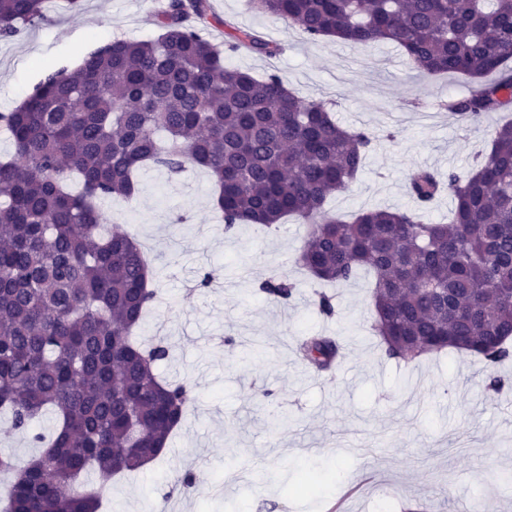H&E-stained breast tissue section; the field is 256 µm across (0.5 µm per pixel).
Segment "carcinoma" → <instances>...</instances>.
Masks as SVG:
<instances>
[{"label": "carcinoma", "mask_w": 512, "mask_h": 512, "mask_svg": "<svg viewBox=\"0 0 512 512\" xmlns=\"http://www.w3.org/2000/svg\"><path fill=\"white\" fill-rule=\"evenodd\" d=\"M47 0H0V37L45 17ZM309 41L339 33L346 44L388 43L422 77L460 74L469 94L443 103L465 121L512 109V0H252ZM216 22L211 0H168L153 40L116 39L79 66L49 70L12 111L0 113L13 153L0 161V414L41 448L18 462L0 512H99L105 484L160 457L194 401L162 379L160 339H134L155 303L153 272L127 233L103 235L101 203L131 197L140 168L211 175L224 233L241 224L308 225L295 264L320 283L374 277L373 330L391 358L414 360L454 347L496 367L512 357V121L466 173L420 168L408 208L328 216L332 196L360 174L374 137L341 125L273 73L256 78L224 58L280 47L235 27L224 46L201 31ZM446 222L425 212L443 190ZM289 300L285 275L260 282ZM301 359L328 372L341 355L331 336H307ZM50 440L35 430L46 412Z\"/></svg>", "instance_id": "1"}]
</instances>
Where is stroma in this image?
Segmentation results:
<instances>
[{"instance_id":"stroma-1","label":"stroma","mask_w":512,"mask_h":512,"mask_svg":"<svg viewBox=\"0 0 512 512\" xmlns=\"http://www.w3.org/2000/svg\"><path fill=\"white\" fill-rule=\"evenodd\" d=\"M223 20L280 45L273 57L239 52L228 66L261 78L276 73L299 96L322 102L346 127L373 131L375 145L351 189L327 210L348 221L366 209L408 207L407 179L419 168L461 172L489 150L501 116L452 121L441 103L467 92L455 75L420 78L394 46L353 48L309 41L282 19L251 10L248 0H213ZM142 0H82L70 11L49 0L46 18L0 39V113L29 95L47 68H73L89 50L125 38L157 36ZM113 231L147 250L157 290L137 331L151 342L164 319L170 356L160 371L196 398L167 452L104 488L110 512H159L161 488L180 495L179 512H405L432 499L437 512L461 502L480 512H512V361L498 370L500 390L477 358L451 350L406 363L388 357L372 330V276L332 288L333 317L319 314L315 287L294 265L307 234L289 219L267 229L241 225L225 234L213 211V184L194 166L177 174L150 167L129 200L103 202ZM206 271L222 287L186 291ZM298 282L285 302L256 294L272 274ZM305 335L342 346L341 364L319 374L298 357ZM271 391L258 400V391ZM197 477L181 491L184 471ZM222 484L221 495L210 491Z\"/></svg>"}]
</instances>
